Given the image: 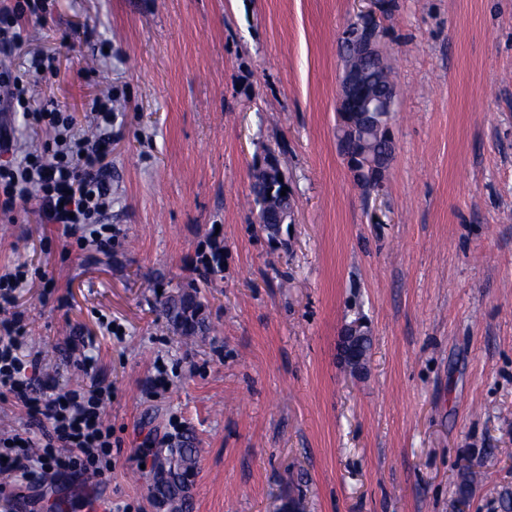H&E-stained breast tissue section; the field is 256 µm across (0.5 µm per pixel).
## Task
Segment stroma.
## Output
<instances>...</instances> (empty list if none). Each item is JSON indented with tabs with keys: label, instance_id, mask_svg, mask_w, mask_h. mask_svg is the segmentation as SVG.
Listing matches in <instances>:
<instances>
[{
	"label": "stroma",
	"instance_id": "stroma-1",
	"mask_svg": "<svg viewBox=\"0 0 512 512\" xmlns=\"http://www.w3.org/2000/svg\"><path fill=\"white\" fill-rule=\"evenodd\" d=\"M362 0H47L25 16L56 73L35 90L88 114L106 90L111 254L35 203L0 212V273L28 261L33 349L59 387L72 344L112 387V479L61 494L170 512L153 454L187 437L185 512H503L512 493V0H388L394 153L378 189L336 137L344 29ZM274 153L294 219L269 242L252 168ZM223 248L204 274L198 253ZM193 292L183 343L165 303ZM359 321L360 370L340 354ZM475 472L467 494L464 475Z\"/></svg>",
	"mask_w": 512,
	"mask_h": 512
}]
</instances>
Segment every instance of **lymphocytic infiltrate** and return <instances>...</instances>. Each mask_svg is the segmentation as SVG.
<instances>
[{
    "mask_svg": "<svg viewBox=\"0 0 512 512\" xmlns=\"http://www.w3.org/2000/svg\"><path fill=\"white\" fill-rule=\"evenodd\" d=\"M39 0L8 5L0 0V108L21 111L31 124L44 127L51 137L39 151L13 155L14 137L0 125V210L36 201L40 223L59 224L82 245L111 253L112 227L104 218L112 207V190L105 179L106 158L112 150V92L97 97L90 109L92 133L80 131L75 113L34 94L29 80L3 65L26 37L24 12H37ZM28 279L26 265L0 275V400H14L28 415L24 431L0 434V475L10 478L12 492L0 491V512H14L18 487L33 477L46 480L92 479L112 476V425L104 408L112 387L93 377V359L73 347L76 361L88 378L62 389L54 378L41 377V351L27 349L24 313L18 308L17 289Z\"/></svg>",
    "mask_w": 512,
    "mask_h": 512,
    "instance_id": "lymphocytic-infiltrate-1",
    "label": "lymphocytic infiltrate"
}]
</instances>
